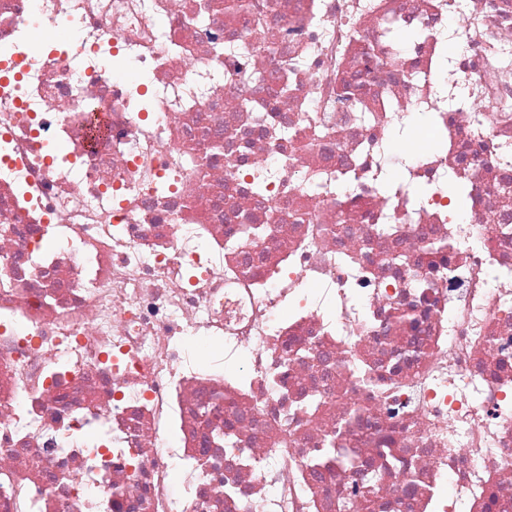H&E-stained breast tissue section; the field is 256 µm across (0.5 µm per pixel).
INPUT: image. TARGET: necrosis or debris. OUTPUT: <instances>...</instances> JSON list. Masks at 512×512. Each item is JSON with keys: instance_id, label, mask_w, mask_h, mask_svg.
<instances>
[{"instance_id": "4bbe7bcc", "label": "necrosis or debris", "mask_w": 512, "mask_h": 512, "mask_svg": "<svg viewBox=\"0 0 512 512\" xmlns=\"http://www.w3.org/2000/svg\"><path fill=\"white\" fill-rule=\"evenodd\" d=\"M345 501L512 512V0H0V512Z\"/></svg>"}]
</instances>
